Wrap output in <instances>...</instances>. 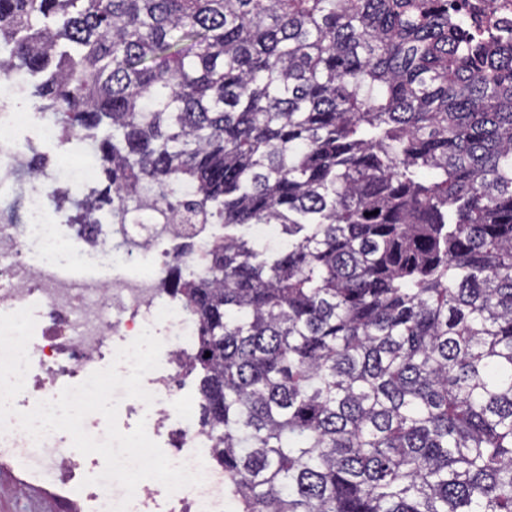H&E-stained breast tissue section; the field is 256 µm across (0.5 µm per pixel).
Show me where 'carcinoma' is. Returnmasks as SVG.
Here are the masks:
<instances>
[{"mask_svg": "<svg viewBox=\"0 0 512 512\" xmlns=\"http://www.w3.org/2000/svg\"><path fill=\"white\" fill-rule=\"evenodd\" d=\"M0 43L97 155L73 223L150 195L224 227L166 290L227 512H512L497 35L440 0H0Z\"/></svg>", "mask_w": 512, "mask_h": 512, "instance_id": "obj_1", "label": "carcinoma"}]
</instances>
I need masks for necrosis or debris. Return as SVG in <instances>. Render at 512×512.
<instances>
[{"label": "necrosis or debris", "instance_id": "4bbe7bcc", "mask_svg": "<svg viewBox=\"0 0 512 512\" xmlns=\"http://www.w3.org/2000/svg\"><path fill=\"white\" fill-rule=\"evenodd\" d=\"M448 2L489 30L512 31V0ZM26 85L22 71L0 75V193L11 192L10 176L24 173L31 182L24 219L0 218V313L31 306L36 317L25 390L14 405L28 411L38 401L56 398L71 380H85L109 366L117 348L149 327L163 342L159 368L143 380L156 400L148 407L121 399L118 426L125 431L142 419L153 440L175 434L181 449L171 461L193 463L195 451L209 441L194 406L181 394L180 375L197 350L199 325L183 303L162 292L160 279L175 264L203 272L212 238L164 210L138 214L128 224H109L95 215L85 224L69 223L55 208L52 189L62 184L80 194L92 188L101 178L98 161L83 143L71 158L35 154L34 140L54 144L60 131L49 115L19 107ZM33 127L34 139L27 135ZM164 240L173 242V249H160ZM91 267L108 268L111 275L89 276ZM64 441L54 432L37 443L14 425L0 435V456L34 474L73 475L85 462L61 453ZM128 512H226L224 472L205 464L202 484L172 494L161 484L140 483Z\"/></svg>", "mask_w": 512, "mask_h": 512}]
</instances>
